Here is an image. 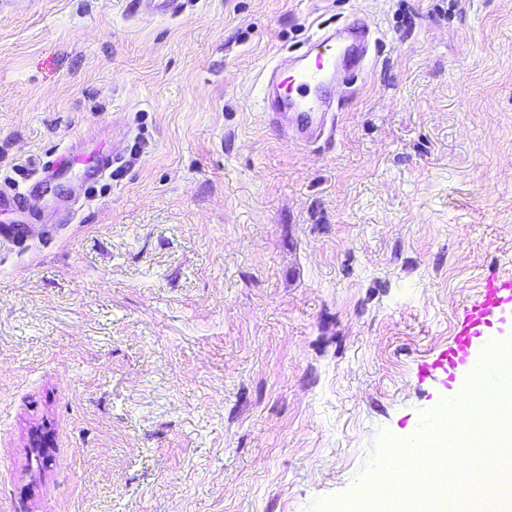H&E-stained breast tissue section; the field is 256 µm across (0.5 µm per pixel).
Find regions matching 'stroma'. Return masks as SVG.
Wrapping results in <instances>:
<instances>
[{"label": "stroma", "mask_w": 512, "mask_h": 512, "mask_svg": "<svg viewBox=\"0 0 512 512\" xmlns=\"http://www.w3.org/2000/svg\"><path fill=\"white\" fill-rule=\"evenodd\" d=\"M355 19L333 136L287 141L264 67ZM70 150L0 238V512L364 497L381 435L448 398L423 364L512 273V0H28L0 12V189ZM135 13L150 17L172 15L181 5L179 0H130Z\"/></svg>", "instance_id": "1"}]
</instances>
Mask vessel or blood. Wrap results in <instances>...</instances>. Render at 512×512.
I'll return each mask as SVG.
<instances>
[{
	"label": "vessel or blood",
	"instance_id": "1",
	"mask_svg": "<svg viewBox=\"0 0 512 512\" xmlns=\"http://www.w3.org/2000/svg\"><path fill=\"white\" fill-rule=\"evenodd\" d=\"M134 12L150 17L171 15L180 0H130ZM371 36L362 23L344 25L341 35H321L299 54L298 67L278 56L263 71V107L269 123L291 132L296 141L312 143L332 117L333 99L326 88L335 81L353 82L365 67ZM512 322V276L486 280L477 297L465 307L453 341L429 365L430 370L475 373L485 350L503 324Z\"/></svg>",
	"mask_w": 512,
	"mask_h": 512
}]
</instances>
